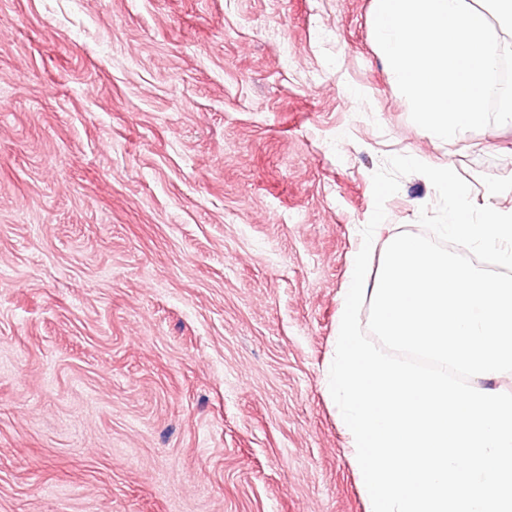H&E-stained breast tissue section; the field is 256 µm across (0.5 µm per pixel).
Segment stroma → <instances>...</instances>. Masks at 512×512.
<instances>
[{"label": "stroma", "instance_id": "35a3bbf8", "mask_svg": "<svg viewBox=\"0 0 512 512\" xmlns=\"http://www.w3.org/2000/svg\"><path fill=\"white\" fill-rule=\"evenodd\" d=\"M372 4L0 0V512H367L327 379L372 175L512 174V123L411 121ZM436 204L401 178L366 286Z\"/></svg>", "mask_w": 512, "mask_h": 512}]
</instances>
